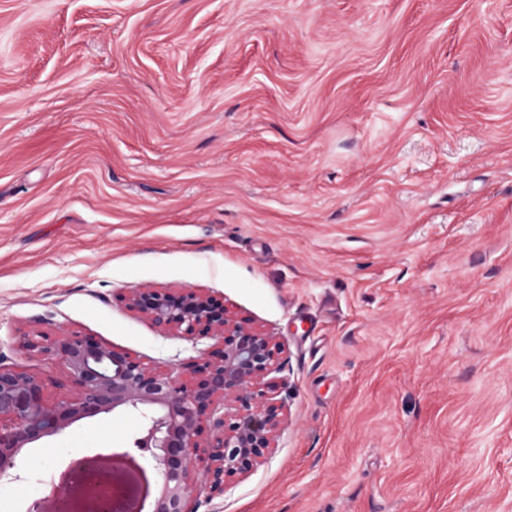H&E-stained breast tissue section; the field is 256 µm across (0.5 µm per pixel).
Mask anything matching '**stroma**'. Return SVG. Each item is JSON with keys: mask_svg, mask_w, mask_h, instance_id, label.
<instances>
[{"mask_svg": "<svg viewBox=\"0 0 512 512\" xmlns=\"http://www.w3.org/2000/svg\"><path fill=\"white\" fill-rule=\"evenodd\" d=\"M194 288L283 346L273 448L198 512H512V0H0V365ZM114 412L26 449V512Z\"/></svg>", "mask_w": 512, "mask_h": 512, "instance_id": "35a3bbf8", "label": "stroma"}]
</instances>
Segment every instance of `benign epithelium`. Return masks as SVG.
I'll return each instance as SVG.
<instances>
[{"label": "benign epithelium", "instance_id": "1", "mask_svg": "<svg viewBox=\"0 0 512 512\" xmlns=\"http://www.w3.org/2000/svg\"><path fill=\"white\" fill-rule=\"evenodd\" d=\"M127 300L174 335L215 340L218 347L192 367L189 380L179 381L87 336H38L29 347L60 359L74 393L51 403L36 375L0 366V483L26 479L28 445L81 418L119 409L139 417L133 447L152 460L162 483L150 512H197L192 504L224 494L274 442L281 405L267 377L279 369L283 348L193 288H135ZM219 397L227 411L217 416L212 406ZM206 418L216 434L203 443ZM199 465L206 478L196 488L191 472Z\"/></svg>", "mask_w": 512, "mask_h": 512}]
</instances>
